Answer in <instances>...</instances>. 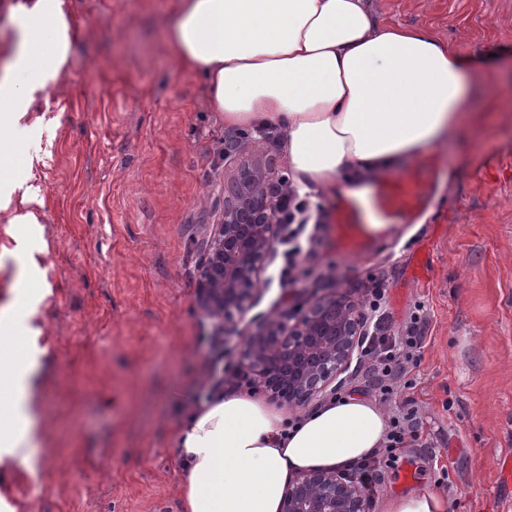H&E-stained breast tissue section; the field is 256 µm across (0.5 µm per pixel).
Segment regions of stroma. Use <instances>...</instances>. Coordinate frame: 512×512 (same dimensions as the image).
<instances>
[{"label": "stroma", "instance_id": "35a3bbf8", "mask_svg": "<svg viewBox=\"0 0 512 512\" xmlns=\"http://www.w3.org/2000/svg\"><path fill=\"white\" fill-rule=\"evenodd\" d=\"M67 5L69 65L15 144H0L13 202L40 205L20 254L0 216V305H17V349L39 357L43 458L37 475L0 473V512H180L171 439L185 406L250 387L236 374L239 339L218 344L197 304L202 241L240 162L224 141L240 132L176 63L171 0ZM370 5L384 23L427 27L482 56L485 123L430 151L445 192L411 231L354 258L333 249L324 224L308 226L287 285L275 247L238 328L298 312L315 293L360 303L382 287L393 334L425 307L417 385L381 401L390 414L414 400L424 436L380 472L368 510L417 490L442 493L447 512H512V480L500 475L512 456V0ZM23 266L46 285L41 301L18 297Z\"/></svg>", "mask_w": 512, "mask_h": 512}]
</instances>
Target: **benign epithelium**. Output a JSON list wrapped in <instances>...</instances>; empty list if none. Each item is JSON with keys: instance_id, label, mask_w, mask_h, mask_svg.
I'll list each match as a JSON object with an SVG mask.
<instances>
[{"instance_id": "benign-epithelium-1", "label": "benign epithelium", "mask_w": 512, "mask_h": 512, "mask_svg": "<svg viewBox=\"0 0 512 512\" xmlns=\"http://www.w3.org/2000/svg\"><path fill=\"white\" fill-rule=\"evenodd\" d=\"M267 181L260 162L239 165L199 268L198 306L221 341L235 333V315L254 303L266 260L288 236L279 220L285 205L268 193ZM363 324L355 301L315 294L299 316H270L241 339L243 376L273 398L303 406L352 362ZM283 512H367V499L355 476L312 471L293 483Z\"/></svg>"}]
</instances>
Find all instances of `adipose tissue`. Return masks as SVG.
Here are the masks:
<instances>
[{"label": "adipose tissue", "instance_id": "ef3b65f1", "mask_svg": "<svg viewBox=\"0 0 512 512\" xmlns=\"http://www.w3.org/2000/svg\"><path fill=\"white\" fill-rule=\"evenodd\" d=\"M179 64L203 77L225 125H272L302 190L361 189L479 122L481 73L428 28L382 24L368 0H174ZM15 41L0 71V142L70 59L66 0H11ZM31 357L0 358V468L38 460ZM388 417L359 395L295 414L247 392L187 409L173 440L181 512H282L292 483L350 469L385 444Z\"/></svg>", "mask_w": 512, "mask_h": 512}]
</instances>
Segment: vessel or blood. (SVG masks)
I'll list each match as a JSON object with an SVG mask.
<instances>
[{
    "label": "vessel or blood",
    "mask_w": 512,
    "mask_h": 512,
    "mask_svg": "<svg viewBox=\"0 0 512 512\" xmlns=\"http://www.w3.org/2000/svg\"><path fill=\"white\" fill-rule=\"evenodd\" d=\"M433 171V162L427 161L406 175L383 177L361 193L337 190L328 226L332 245L346 256L359 257L394 225L411 222L428 204Z\"/></svg>",
    "instance_id": "b4317fda"
}]
</instances>
